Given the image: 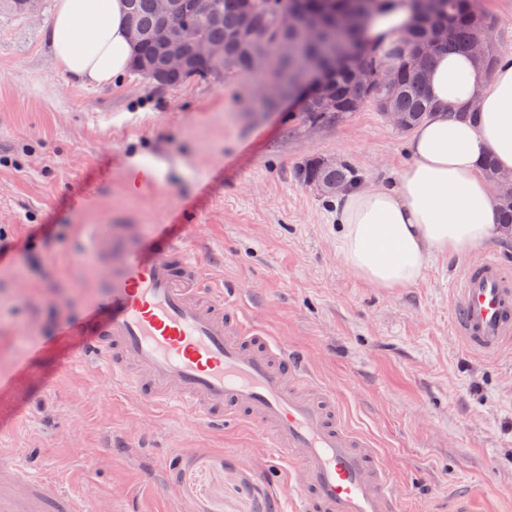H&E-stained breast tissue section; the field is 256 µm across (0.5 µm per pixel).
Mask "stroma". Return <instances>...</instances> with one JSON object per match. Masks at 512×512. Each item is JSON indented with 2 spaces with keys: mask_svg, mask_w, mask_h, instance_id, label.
Returning <instances> with one entry per match:
<instances>
[{
  "mask_svg": "<svg viewBox=\"0 0 512 512\" xmlns=\"http://www.w3.org/2000/svg\"><path fill=\"white\" fill-rule=\"evenodd\" d=\"M55 5L0 10V448L100 512H293L291 466L254 426L157 409L57 334L100 275L78 258L81 225L162 230L302 357L377 449L403 512H438L457 491L476 512H512V356L469 354L449 308L469 266L493 253L512 267V243L435 257L407 287L371 286L341 257L335 197L297 172L328 158L363 186L396 179L408 132L370 106L319 124L285 103L262 110L258 76L76 84L42 36ZM137 155L167 174L130 189Z\"/></svg>",
  "mask_w": 512,
  "mask_h": 512,
  "instance_id": "1",
  "label": "stroma"
}]
</instances>
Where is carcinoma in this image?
Masks as SVG:
<instances>
[{"mask_svg":"<svg viewBox=\"0 0 512 512\" xmlns=\"http://www.w3.org/2000/svg\"><path fill=\"white\" fill-rule=\"evenodd\" d=\"M219 19L212 21L192 11H187V21L193 35L207 41L224 44V63L203 70L191 63L179 71H164L162 47L153 39V33L160 23L156 0H125L126 23L135 24L142 38L137 46V61L145 60L162 77L136 66L137 74L158 87H173L191 79L208 78L217 73L233 75L254 72V61L259 57L269 60L268 78L285 80L294 78L299 72L317 68V77L322 79L328 97L334 101L333 109H318L306 113L311 122L338 119L343 112L351 111L345 99L351 90L355 69L366 57L372 67H388L377 49L366 39L367 25L381 7L383 0H359L362 28L344 29L333 25L326 18L328 33L319 44L310 46L294 33L274 26V17L283 9L293 5H304L305 0H253L254 25L256 32L250 37H241L243 7L241 0H216ZM421 9H413L414 24L406 35L398 40L393 51L397 63L391 66L395 81L389 88H380V94L371 97L366 104L383 112H400L409 130L422 121L431 109L423 73L430 70L437 54L471 51V42L478 29L489 30L493 21L478 8L476 0H420ZM448 29V41L439 52L423 55L425 48L434 42L443 29ZM300 180L308 186L325 183L350 186L355 183L353 169L338 163L322 167L313 160L300 167ZM495 223L512 226V195L497 198Z\"/></svg>","mask_w":512,"mask_h":512,"instance_id":"1","label":"carcinoma"}]
</instances>
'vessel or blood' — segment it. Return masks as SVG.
Wrapping results in <instances>:
<instances>
[{"instance_id": "vessel-or-blood-1", "label": "vessel or blood", "mask_w": 512, "mask_h": 512, "mask_svg": "<svg viewBox=\"0 0 512 512\" xmlns=\"http://www.w3.org/2000/svg\"><path fill=\"white\" fill-rule=\"evenodd\" d=\"M84 254L103 275L84 313L58 328L78 337L79 355L162 407L207 424L246 419L300 482L299 512H401L390 474L369 442L342 423L334 396L305 388L304 366L250 324L193 260L190 244L164 236L152 246L86 227ZM454 330L472 354L512 349V270L492 256L468 268L450 295ZM23 495L0 493V512H97L92 499L22 477L0 451V478Z\"/></svg>"}]
</instances>
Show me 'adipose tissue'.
I'll use <instances>...</instances> for the list:
<instances>
[{"instance_id":"ef3b65f1","label":"adipose tissue","mask_w":512,"mask_h":512,"mask_svg":"<svg viewBox=\"0 0 512 512\" xmlns=\"http://www.w3.org/2000/svg\"><path fill=\"white\" fill-rule=\"evenodd\" d=\"M412 22L407 0H384L367 36L387 52ZM60 70L82 85L107 84L131 66L124 0H57L46 30ZM429 115L411 131L409 164L396 182L355 187L338 198L344 262L377 288L416 283L430 259L463 255L512 232L494 222L496 196L482 163L512 173V56L492 70L440 55L429 71ZM477 103L478 118L458 112Z\"/></svg>"}]
</instances>
